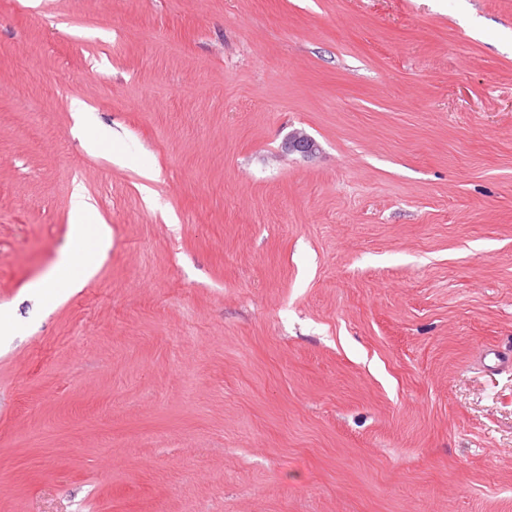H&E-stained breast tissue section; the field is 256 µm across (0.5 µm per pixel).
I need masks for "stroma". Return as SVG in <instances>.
Returning <instances> with one entry per match:
<instances>
[{"label":"stroma","instance_id":"1","mask_svg":"<svg viewBox=\"0 0 512 512\" xmlns=\"http://www.w3.org/2000/svg\"><path fill=\"white\" fill-rule=\"evenodd\" d=\"M0 312V512H512V0H0ZM96 216L90 206L78 201L71 210L70 224L75 239H80L82 234L89 229L93 234L100 254L106 253L112 246L111 229L108 224L95 222ZM70 264L71 256L65 253L50 276L49 281H36L29 286L32 297L36 300L40 299L44 295V288H50L52 284L57 285L58 288H77L79 286L78 282L68 281L65 278V271L69 268Z\"/></svg>","mask_w":512,"mask_h":512}]
</instances>
